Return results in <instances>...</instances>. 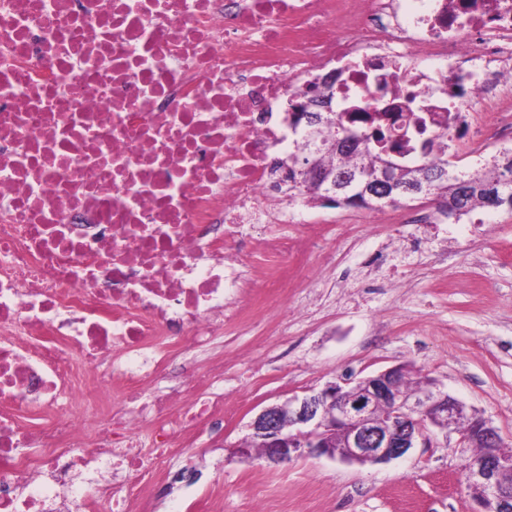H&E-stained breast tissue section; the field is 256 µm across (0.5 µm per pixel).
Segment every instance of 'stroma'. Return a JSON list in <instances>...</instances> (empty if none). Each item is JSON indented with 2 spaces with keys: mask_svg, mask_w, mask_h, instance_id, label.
<instances>
[{
  "mask_svg": "<svg viewBox=\"0 0 512 512\" xmlns=\"http://www.w3.org/2000/svg\"><path fill=\"white\" fill-rule=\"evenodd\" d=\"M326 232L304 282L287 289L251 329L224 332L225 394L249 391L219 434L202 432L174 471L189 480L156 493L150 512H248L262 489L269 512H477L463 480V455L435 437L388 463L358 466L307 457L271 467L233 458L266 405L345 376L361 378L410 363L473 413L489 419L512 453V212L483 210L450 224L409 223L433 211L402 201L381 223L369 210L315 201ZM280 335L272 352L266 337ZM253 353L260 368L239 378Z\"/></svg>",
  "mask_w": 512,
  "mask_h": 512,
  "instance_id": "35a3bbf8",
  "label": "stroma"
}]
</instances>
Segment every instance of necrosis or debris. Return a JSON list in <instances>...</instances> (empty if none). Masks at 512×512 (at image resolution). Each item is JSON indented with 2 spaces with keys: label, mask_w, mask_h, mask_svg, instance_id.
I'll return each mask as SVG.
<instances>
[{
  "label": "necrosis or debris",
  "mask_w": 512,
  "mask_h": 512,
  "mask_svg": "<svg viewBox=\"0 0 512 512\" xmlns=\"http://www.w3.org/2000/svg\"><path fill=\"white\" fill-rule=\"evenodd\" d=\"M323 86L479 171L512 150V0H0V512H143L223 426L220 368H170L303 280L273 155Z\"/></svg>",
  "instance_id": "obj_1"
}]
</instances>
